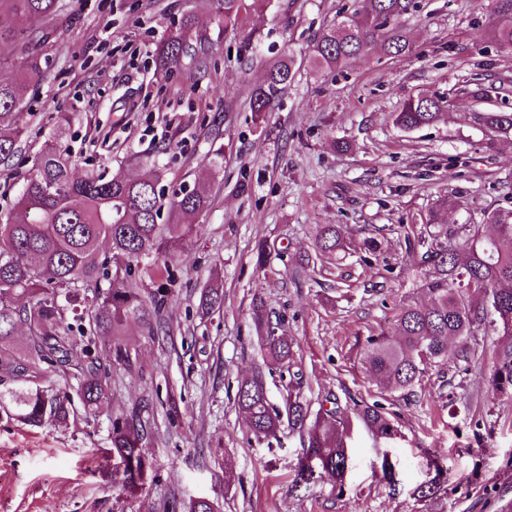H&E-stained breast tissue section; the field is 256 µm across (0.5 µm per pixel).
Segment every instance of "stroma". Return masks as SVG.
I'll return each mask as SVG.
<instances>
[{
    "instance_id": "stroma-1",
    "label": "stroma",
    "mask_w": 512,
    "mask_h": 512,
    "mask_svg": "<svg viewBox=\"0 0 512 512\" xmlns=\"http://www.w3.org/2000/svg\"><path fill=\"white\" fill-rule=\"evenodd\" d=\"M353 4L271 0L244 31L226 33L208 0H59L57 17L22 26L0 12V28L15 31L0 52V80L19 77L31 30L46 33L48 61L47 78L25 93L27 145L0 170V216L60 112L75 115L66 142L81 176L135 177L154 161L171 192L193 187L224 154L201 235L174 260L168 334L133 327L122 336L132 367L113 370L112 397L96 418L34 429L0 419V512H164L199 497L219 512H512V396L488 385L492 337H477V361L429 369L411 396L390 392L361 364L367 337L393 331L401 303L426 298L409 270L406 228L434 209L439 222L464 224L512 207V136L488 139L474 120L512 112V53L492 39L491 0H419L400 22L408 51L375 48L328 73L303 66L273 111L256 118L250 94L266 63L304 58ZM192 7L209 39L207 65L187 58L166 71L159 45ZM247 35L257 59L239 49ZM476 81L493 88L492 101L465 94ZM420 95L446 97V115L415 130L396 126L394 112ZM440 199L447 208L437 209ZM322 224L378 237L376 259L318 255ZM207 283L223 288L224 304L204 316ZM260 300L294 344L311 410L337 407L350 418L343 483L298 479L299 432L285 427L265 442L247 431L238 380L261 372L277 406L288 384L264 366L253 323ZM143 399L151 471L131 493L104 450L110 418ZM373 402L396 419L397 443L355 418V405ZM440 468L447 482L422 497Z\"/></svg>"
}]
</instances>
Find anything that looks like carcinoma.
<instances>
[{
	"mask_svg": "<svg viewBox=\"0 0 512 512\" xmlns=\"http://www.w3.org/2000/svg\"><path fill=\"white\" fill-rule=\"evenodd\" d=\"M17 21L28 23L53 17L57 0H0ZM218 25L240 27L268 0H216ZM492 36L502 49L512 50V0H492ZM417 8L416 0H356L354 9L328 27L312 44L309 62L318 70L334 71L347 61L380 45L387 53L408 48L395 22ZM194 12L181 15L162 43L159 57L171 70L183 58L199 55L190 43L196 28ZM45 61L27 46L21 63L22 82H0V164L7 166L21 150L26 127L20 121L24 85L46 76ZM295 77L292 57L266 66L263 83L250 98L258 117L273 109L280 92ZM447 106L443 97L410 98L394 122L414 130L436 122ZM484 130L492 137L512 134V112H480ZM72 116L63 113L15 205L0 221V412L29 427L65 424L77 413L94 417L112 395V370L131 367L120 336L138 324L155 335L165 329L162 317L167 287L176 281L173 258L177 250L201 234L195 219L211 202L210 184L197 182L166 195L161 170L146 164L135 179H106L89 174L76 179L72 156L63 145ZM486 223L495 227L487 236L481 224L449 226L430 215L417 233L421 251L410 267L416 286L428 300L396 309L398 334L384 332L367 338L363 368L391 390L412 395L429 368L450 362L468 363L474 357L472 337L495 336L492 391L512 394V209L490 212ZM316 248L334 253L347 248L346 231L337 224L319 226ZM158 280L152 291L139 287L141 272ZM224 291L202 288L198 307L209 314L221 307ZM264 363L299 376L292 343L279 334L262 302L254 306ZM27 329L23 345L15 343L19 327ZM65 379L66 390L42 385L46 370ZM237 403L249 432L268 440L283 424L306 434L304 456L314 468L300 464L298 476L307 481L320 470L343 481L348 466L346 424L342 411L308 406L288 385L284 409L271 404L258 373L242 378ZM357 416L389 442L398 429L379 403L365 404ZM114 475L130 491L147 483L151 464L141 452L142 424L137 415L110 419Z\"/></svg>",
	"mask_w": 512,
	"mask_h": 512,
	"instance_id": "carcinoma-1",
	"label": "carcinoma"
}]
</instances>
